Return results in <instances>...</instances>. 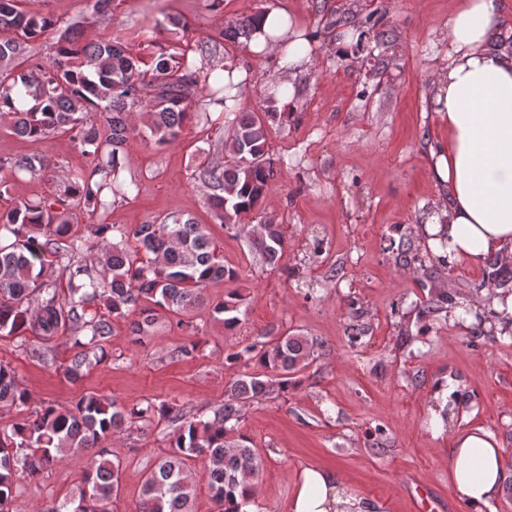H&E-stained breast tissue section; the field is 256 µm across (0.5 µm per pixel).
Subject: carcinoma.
<instances>
[{"mask_svg":"<svg viewBox=\"0 0 512 512\" xmlns=\"http://www.w3.org/2000/svg\"><path fill=\"white\" fill-rule=\"evenodd\" d=\"M26 0H0V119L13 133L38 141L69 133L90 160L85 171L67 175L56 192L39 200H20L0 210V334L54 337L69 329L80 348L68 377L106 358L112 334L103 315L87 317L98 304L116 318H131V333L144 336L158 310L175 314L207 305V287L233 281L236 269L224 264L206 225L191 217H173L129 228L102 220L89 234H71L69 210L90 206L107 213L116 197L137 189L135 181L120 180L126 144L143 114L155 143L167 145L179 137L193 117L206 120L210 107L232 116L228 152L233 161L202 171L211 190L210 208L226 229L255 209L276 175L268 142L270 129L288 121L271 95L261 112H237L227 106L232 96L224 76L204 70L189 58L191 45L164 47L144 60L110 37L91 38L84 22L73 20L60 32L54 58L45 63L28 54L30 42L59 27L48 13L23 8ZM262 12L228 23L213 39L248 45L257 33ZM359 31L357 49L385 18L369 14L353 19ZM50 167L43 156L0 160V169L37 175ZM250 248L262 263L275 269L286 253L282 225L267 219L250 234ZM65 262L66 289L44 280L47 267ZM395 261L415 266L430 280L428 298L418 318L433 322L454 304V295L436 285L449 267L448 256L403 243ZM486 277L512 294V269L499 259L486 261ZM241 296L232 291L210 306V315L233 331ZM311 347L307 337L282 332L262 335L241 348L225 352L224 360L244 366L228 388L224 405L204 419L152 402L128 407L114 399L85 393L69 406L48 405L0 432V512H14L13 502L22 478H35L70 454L91 455L78 495L47 503L43 512H109L119 489L121 464L107 458L104 442L137 421L165 420L175 427L169 450L144 476L136 512H193L195 485L187 461L200 458L217 512H251L264 461L253 440L241 430L245 406L288 391L292 379L306 368ZM29 396L11 368L0 364V405L17 408Z\"/></svg>","mask_w":512,"mask_h":512,"instance_id":"obj_1","label":"carcinoma"}]
</instances>
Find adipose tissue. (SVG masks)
<instances>
[{
	"mask_svg": "<svg viewBox=\"0 0 512 512\" xmlns=\"http://www.w3.org/2000/svg\"><path fill=\"white\" fill-rule=\"evenodd\" d=\"M498 0H461L448 19V65L431 80L430 109L446 134L430 173L445 203L425 219L445 231L448 259L512 262V53L488 48ZM458 493L474 506L500 492L504 450L488 433H458L448 452ZM288 512H370L334 470L304 467Z\"/></svg>",
	"mask_w": 512,
	"mask_h": 512,
	"instance_id": "ef3b65f1",
	"label": "adipose tissue"
}]
</instances>
